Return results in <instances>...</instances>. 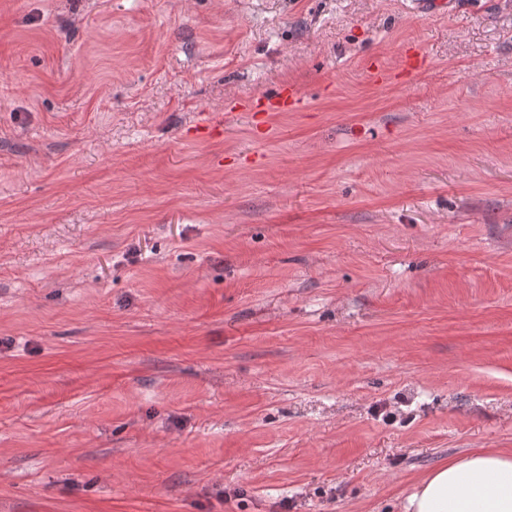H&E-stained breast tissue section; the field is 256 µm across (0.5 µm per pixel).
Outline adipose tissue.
Returning <instances> with one entry per match:
<instances>
[{"instance_id":"adipose-tissue-1","label":"adipose tissue","mask_w":512,"mask_h":512,"mask_svg":"<svg viewBox=\"0 0 512 512\" xmlns=\"http://www.w3.org/2000/svg\"><path fill=\"white\" fill-rule=\"evenodd\" d=\"M402 512H512V455L474 451L434 468Z\"/></svg>"}]
</instances>
